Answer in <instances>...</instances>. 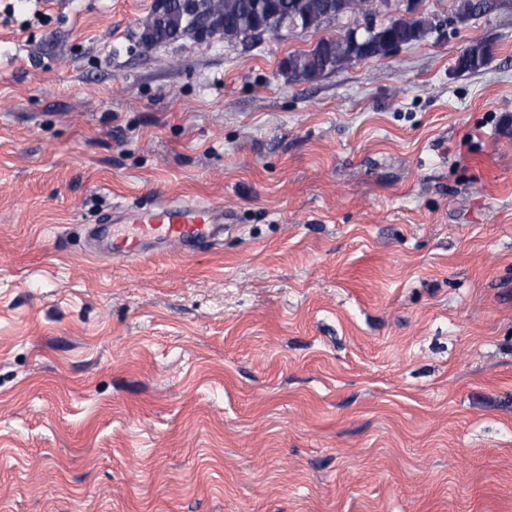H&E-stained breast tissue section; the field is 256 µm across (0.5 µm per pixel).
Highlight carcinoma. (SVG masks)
<instances>
[{"label":"carcinoma","instance_id":"carcinoma-1","mask_svg":"<svg viewBox=\"0 0 512 512\" xmlns=\"http://www.w3.org/2000/svg\"><path fill=\"white\" fill-rule=\"evenodd\" d=\"M184 0H166L163 7L153 5L140 21V41L147 47L174 43L195 36V22L207 24L208 35L221 34L227 42L248 41L264 35L277 36L284 29H311L324 20L352 14L360 18L367 0H196L195 13ZM434 18L412 13L394 18L376 30L351 29L324 38L310 51L291 54L283 62L282 75L291 84L312 81L347 63L367 58L387 57L401 45L425 38ZM488 61V52L472 42L460 53L456 66L461 71H478Z\"/></svg>","mask_w":512,"mask_h":512}]
</instances>
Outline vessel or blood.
Returning a JSON list of instances; mask_svg holds the SVG:
<instances>
[{"label": "vessel or blood", "instance_id": "b4317fda", "mask_svg": "<svg viewBox=\"0 0 512 512\" xmlns=\"http://www.w3.org/2000/svg\"><path fill=\"white\" fill-rule=\"evenodd\" d=\"M217 210L204 202L171 203L159 200L149 211L123 224H102L91 235L102 254L119 253L131 263L148 261L154 244H178L189 252L215 243L220 231Z\"/></svg>", "mask_w": 512, "mask_h": 512}]
</instances>
